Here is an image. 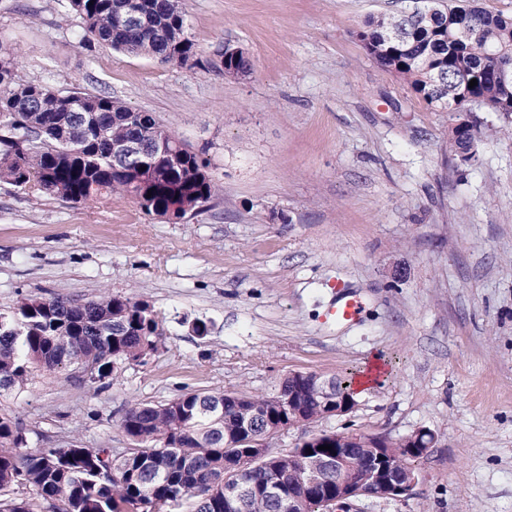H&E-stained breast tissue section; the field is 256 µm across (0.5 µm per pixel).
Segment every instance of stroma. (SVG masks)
<instances>
[{"label":"stroma","mask_w":512,"mask_h":512,"mask_svg":"<svg viewBox=\"0 0 512 512\" xmlns=\"http://www.w3.org/2000/svg\"><path fill=\"white\" fill-rule=\"evenodd\" d=\"M66 0H0V41L26 81L105 91L153 113L199 153L219 193L179 222L112 194L69 203L0 180V312L21 296L148 301L157 353L89 382L38 372L0 414L27 448L77 441L119 453L133 403L186 392L271 396L294 372L383 370L323 431L393 440L426 430L421 481L403 500L349 512H512V124L492 113L476 161L456 160L448 113L373 60L367 21L415 0H184L205 66H164L103 43L78 47ZM252 69H215L225 45ZM359 320L322 316L335 285ZM207 323L201 337L192 320Z\"/></svg>","instance_id":"obj_1"}]
</instances>
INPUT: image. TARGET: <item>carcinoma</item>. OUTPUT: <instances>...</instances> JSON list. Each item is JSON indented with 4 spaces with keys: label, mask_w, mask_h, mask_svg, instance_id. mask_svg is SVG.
Wrapping results in <instances>:
<instances>
[{
    "label": "carcinoma",
    "mask_w": 512,
    "mask_h": 512,
    "mask_svg": "<svg viewBox=\"0 0 512 512\" xmlns=\"http://www.w3.org/2000/svg\"><path fill=\"white\" fill-rule=\"evenodd\" d=\"M83 21L79 43L98 41L161 65H202L189 36L182 0H68ZM133 11L142 24L127 27L121 14ZM470 26L467 38L461 24ZM360 38L368 54L410 85L437 112L463 106L512 118V85L497 77L499 62L512 60V17L462 4L446 10L423 7L401 16L370 19ZM224 76L250 70L244 52L231 45L220 54ZM477 85L471 87V79ZM482 123H453L450 140L457 156L476 158ZM0 179L31 194L84 203L112 193L130 197L148 216L181 219L202 208L218 187L206 161L176 138L156 117L144 115L109 95L62 92L48 81L18 76V61L0 46ZM177 144L182 160L174 166L156 152L160 141ZM138 142L146 170L123 162L115 147ZM162 322L145 300L103 293L90 301L64 296H26L0 312V393L23 390L34 371L46 366H78L92 383L109 377L119 365L158 351ZM283 392L299 401L284 410L265 396L239 400L232 392L224 412L213 413L211 394L188 392L164 404L134 403L119 428L136 443L120 456L104 448L73 442L62 448L26 449L22 424L0 415V512H226L224 488L237 482L253 487L235 512H282L264 485L292 495L294 512H320L319 498L308 486L289 451L235 448L241 427L326 418L327 400L315 383L287 378ZM336 402L355 401L353 379H336ZM312 448L311 464L336 456V433L323 432ZM414 435L381 447L360 448L351 458L349 476L359 482L377 453L392 448L415 468L420 453ZM251 465L236 473L238 459Z\"/></svg>",
    "instance_id": "carcinoma-1"
}]
</instances>
